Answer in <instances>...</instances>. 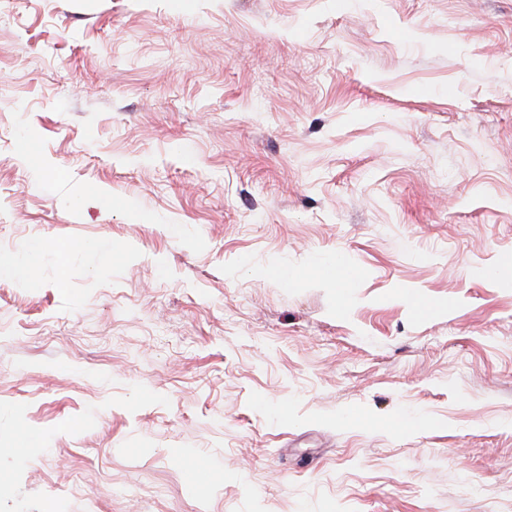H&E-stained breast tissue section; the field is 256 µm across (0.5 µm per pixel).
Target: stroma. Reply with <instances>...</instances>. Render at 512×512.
<instances>
[{
  "mask_svg": "<svg viewBox=\"0 0 512 512\" xmlns=\"http://www.w3.org/2000/svg\"><path fill=\"white\" fill-rule=\"evenodd\" d=\"M34 241L0 512H512V0H0Z\"/></svg>",
  "mask_w": 512,
  "mask_h": 512,
  "instance_id": "35a3bbf8",
  "label": "stroma"
}]
</instances>
